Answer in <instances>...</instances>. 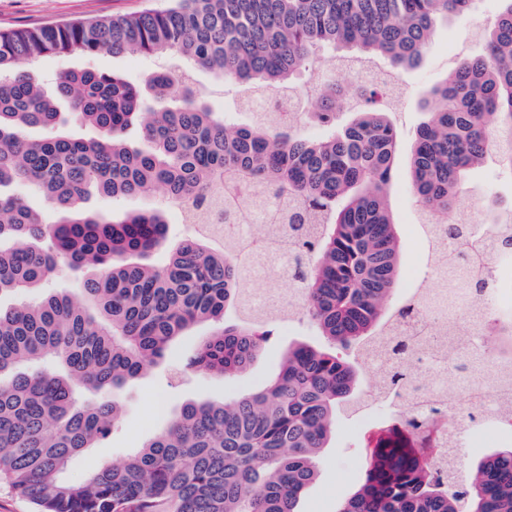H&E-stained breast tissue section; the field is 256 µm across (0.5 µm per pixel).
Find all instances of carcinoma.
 Instances as JSON below:
<instances>
[{
  "instance_id": "carcinoma-1",
  "label": "carcinoma",
  "mask_w": 512,
  "mask_h": 512,
  "mask_svg": "<svg viewBox=\"0 0 512 512\" xmlns=\"http://www.w3.org/2000/svg\"><path fill=\"white\" fill-rule=\"evenodd\" d=\"M476 0H173L165 10L0 31V297L43 287L63 262L95 269L84 303L63 291L0 305V480L37 512H298L336 421L366 404L357 366L392 319L402 280L390 188L400 131L394 105L354 79L298 84L325 66L363 68L340 51L378 60L386 72L420 66L438 26ZM482 51L430 87L407 158L418 212L454 241L512 212L488 205L468 224L467 173L494 160L512 171V0H498ZM167 56L189 65L155 72L150 93L112 72L66 70L52 91L38 74L47 56ZM229 78L255 112L229 121L185 88L191 72ZM88 126L91 138L61 132ZM309 123L323 130L305 135ZM25 186L48 198L46 224ZM157 195L160 206L126 213L89 208L94 196ZM302 207L293 224L317 223L296 250L307 303L298 311L320 342H299L276 377L228 402L188 401L167 427L120 464L81 483L64 474L118 424L117 394L167 363L180 338L213 324L187 366L231 378L263 352L273 324L246 309L244 240L196 234L168 242L166 212L189 224L274 219L282 199ZM163 249L157 267L150 253ZM467 287L494 292L472 277ZM512 329L494 328L478 362L505 350ZM96 394L81 399L78 386ZM404 365L391 367L382 402L392 422L364 450L358 490L338 512H512V446L485 455L460 480L439 465L438 425L465 415L454 402L404 406Z\"/></svg>"
}]
</instances>
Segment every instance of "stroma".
<instances>
[{"label": "stroma", "instance_id": "obj_1", "mask_svg": "<svg viewBox=\"0 0 512 512\" xmlns=\"http://www.w3.org/2000/svg\"><path fill=\"white\" fill-rule=\"evenodd\" d=\"M168 0H0V30L34 27L60 21L99 16L129 15L166 7ZM497 0H480L472 14L450 19L439 28L428 47L421 66L398 73L403 89V104L394 119L401 132L403 152L397 157L391 196L393 218L401 244L402 260L411 263L425 259L426 241L418 229L419 216L410 187L404 151L409 148L418 124L424 115L419 99L424 90L441 81L465 56L480 49L479 32L492 21ZM159 65L157 59L128 52L114 55L102 52L93 56H50L38 68L45 83L69 68L92 67L125 75L137 84H145ZM196 88L201 98L224 111L232 120L248 119L241 107L240 91L232 80L221 81L206 72H196ZM466 188L476 212H484L488 198H495L501 207L512 206V173L489 165L471 172ZM207 327H198L183 337L167 366L155 369L126 385L121 397L123 416L119 424L96 448L79 457L69 468L68 478L84 481L89 472L104 463H118L155 433L162 430L170 417L188 401L232 399L260 386L277 371L282 352L288 345L312 340L314 331L305 319L297 317L285 325H277L261 356L242 374L233 378L207 376L186 370L187 357L193 354ZM367 434L385 429L391 419L386 406L373 404L368 410ZM349 418L336 422L326 448L317 459V478L299 502V512H336L341 501L350 497L359 486L362 463L361 450L367 434L350 435L345 428ZM512 444V435L501 434L491 426L469 429L462 437L461 470H468L478 460L504 445Z\"/></svg>", "mask_w": 512, "mask_h": 512}]
</instances>
